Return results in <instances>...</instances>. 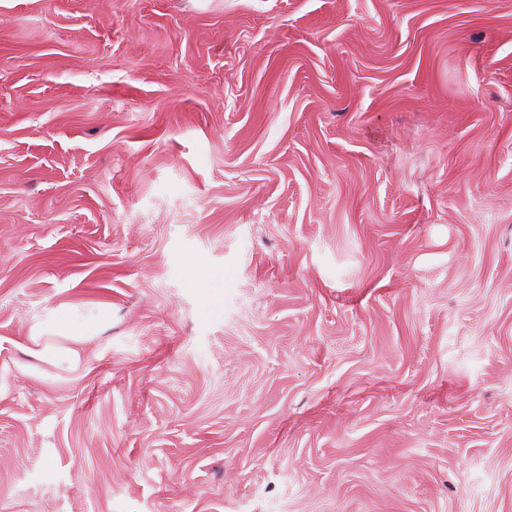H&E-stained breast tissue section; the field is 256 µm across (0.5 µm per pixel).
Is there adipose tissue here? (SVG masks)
<instances>
[{"label": "adipose tissue", "instance_id": "ef3b65f1", "mask_svg": "<svg viewBox=\"0 0 512 512\" xmlns=\"http://www.w3.org/2000/svg\"><path fill=\"white\" fill-rule=\"evenodd\" d=\"M108 318L109 312L104 308L95 314H86L67 307L60 308L50 335L33 333V354L40 360L57 365L71 368L78 366L82 360V344L90 340Z\"/></svg>", "mask_w": 512, "mask_h": 512}]
</instances>
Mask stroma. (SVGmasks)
I'll use <instances>...</instances> for the list:
<instances>
[{
	"label": "stroma",
	"instance_id": "35a3bbf8",
	"mask_svg": "<svg viewBox=\"0 0 512 512\" xmlns=\"http://www.w3.org/2000/svg\"><path fill=\"white\" fill-rule=\"evenodd\" d=\"M0 512H512V0H0ZM108 318L109 311L106 308L100 309L97 314H86L77 309L62 307L57 312L52 329L48 331L60 336H42L44 331L36 330L30 336L35 346L31 353L42 361L76 367L82 360V344L94 338L92 335Z\"/></svg>",
	"mask_w": 512,
	"mask_h": 512
}]
</instances>
